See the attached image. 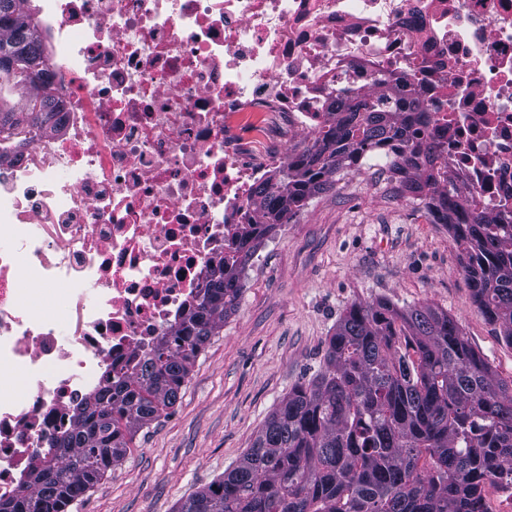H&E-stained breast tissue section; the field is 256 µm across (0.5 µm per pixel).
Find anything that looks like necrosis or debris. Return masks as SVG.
Masks as SVG:
<instances>
[{
	"instance_id": "4bbe7bcc",
	"label": "necrosis or debris",
	"mask_w": 512,
	"mask_h": 512,
	"mask_svg": "<svg viewBox=\"0 0 512 512\" xmlns=\"http://www.w3.org/2000/svg\"><path fill=\"white\" fill-rule=\"evenodd\" d=\"M54 127L0 125V496L170 335L341 91L419 97L512 213V0H38Z\"/></svg>"
}]
</instances>
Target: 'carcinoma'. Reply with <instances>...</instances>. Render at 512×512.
<instances>
[{"instance_id": "1", "label": "carcinoma", "mask_w": 512, "mask_h": 512, "mask_svg": "<svg viewBox=\"0 0 512 512\" xmlns=\"http://www.w3.org/2000/svg\"><path fill=\"white\" fill-rule=\"evenodd\" d=\"M34 85L22 111L6 87ZM42 37L20 0H0V124L39 129L57 112ZM43 100L48 111L30 112ZM336 124L274 180L253 190V214L172 336L119 372L84 406L61 456L32 471V489L0 497V512H68L126 456L136 434L177 404L210 338L242 293L258 247L337 174L369 153L390 157L404 187L448 226L474 302L512 345V217L469 210L441 147L418 139L421 103L368 102L345 92ZM512 486V384L496 378L448 312L355 303L328 339L315 380L295 386L235 466L177 512H485V489Z\"/></svg>"}]
</instances>
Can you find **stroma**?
<instances>
[{
  "instance_id": "35a3bbf8",
  "label": "stroma",
  "mask_w": 512,
  "mask_h": 512,
  "mask_svg": "<svg viewBox=\"0 0 512 512\" xmlns=\"http://www.w3.org/2000/svg\"><path fill=\"white\" fill-rule=\"evenodd\" d=\"M243 284L174 409L142 430L70 512H176L251 448L294 386L312 380L339 317L355 303L445 310L496 377L512 381V346L475 306L447 226L432 223L380 154L338 175L279 226Z\"/></svg>"
}]
</instances>
